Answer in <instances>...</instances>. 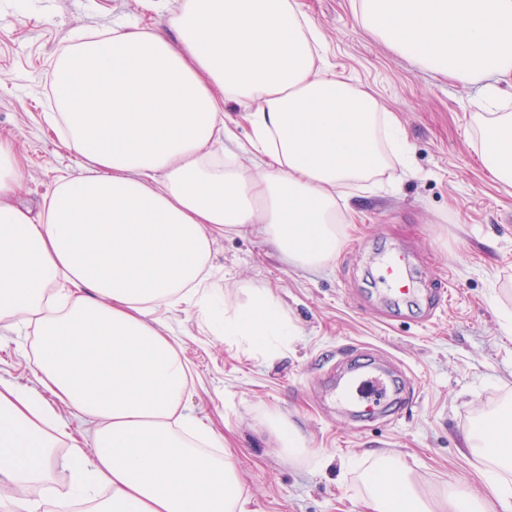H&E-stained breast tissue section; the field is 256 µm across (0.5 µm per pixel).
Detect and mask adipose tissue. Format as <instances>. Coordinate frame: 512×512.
<instances>
[{
    "label": "adipose tissue",
    "instance_id": "obj_1",
    "mask_svg": "<svg viewBox=\"0 0 512 512\" xmlns=\"http://www.w3.org/2000/svg\"><path fill=\"white\" fill-rule=\"evenodd\" d=\"M355 21L395 53L462 86L481 85V160L512 185V0H352ZM170 35L120 24L56 63L52 126L87 163L40 212L0 139V323L38 338L32 387L0 379V485L11 512L51 481L68 450L70 493L88 512H254L224 438L187 412L186 366L155 319L206 303L216 236L260 225L303 268L340 245L346 190L404 160L398 117L369 90L316 68L324 36L298 0H181ZM244 105L227 119L224 104ZM248 126L238 142V124ZM224 338L267 358L297 328L273 293L225 299ZM93 426L75 438L56 404ZM476 423L463 452L483 459L512 512V400ZM262 424L281 453L307 443L278 412ZM369 512H487L459 487L431 499L403 462L363 472Z\"/></svg>",
    "mask_w": 512,
    "mask_h": 512
}]
</instances>
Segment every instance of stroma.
I'll return each mask as SVG.
<instances>
[{
  "label": "stroma",
  "mask_w": 512,
  "mask_h": 512,
  "mask_svg": "<svg viewBox=\"0 0 512 512\" xmlns=\"http://www.w3.org/2000/svg\"><path fill=\"white\" fill-rule=\"evenodd\" d=\"M321 27L326 67L373 91L407 134L411 171L387 170L385 193L352 188L341 244L322 268L294 265L252 225L219 237L205 291L212 300L238 288L271 289L299 329L279 358L225 344L210 312L165 308L166 335L178 343L190 387L189 413L224 434L255 512H366L358 471L339 458H400L429 491L485 488L479 460L463 457L462 438L512 398V187L492 180L476 147L480 86L463 87L393 52L355 21L351 0H299ZM178 0L146 9L142 0H0V134L11 136L26 173L21 196L38 204L62 176L83 171L45 112L53 107L55 61L76 31L135 22L168 33ZM408 249L422 288L447 284L446 302L424 320V302H379L378 260ZM35 336L0 327V377L34 385ZM381 358L414 392L388 423L369 424L337 409L332 376L340 360ZM278 410L307 440L308 454L283 457L259 419ZM55 450L50 482L27 495L61 510L70 472Z\"/></svg>",
  "instance_id": "stroma-1"
}]
</instances>
